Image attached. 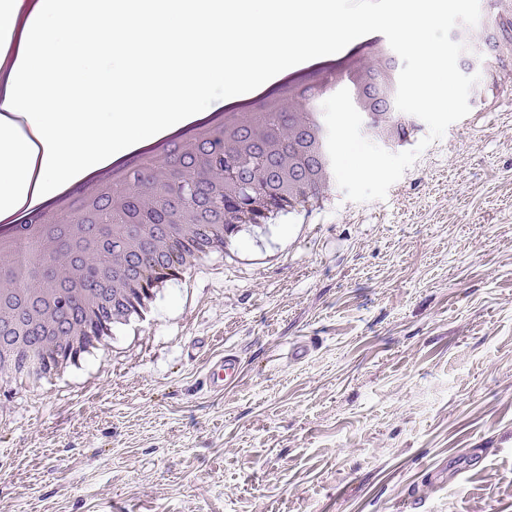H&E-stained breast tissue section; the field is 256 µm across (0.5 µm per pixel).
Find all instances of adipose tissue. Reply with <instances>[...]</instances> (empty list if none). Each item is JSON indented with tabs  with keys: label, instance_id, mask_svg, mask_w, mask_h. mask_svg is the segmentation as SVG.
I'll use <instances>...</instances> for the list:
<instances>
[{
	"label": "adipose tissue",
	"instance_id": "ef3b65f1",
	"mask_svg": "<svg viewBox=\"0 0 512 512\" xmlns=\"http://www.w3.org/2000/svg\"><path fill=\"white\" fill-rule=\"evenodd\" d=\"M0 0V221L52 202L83 177L128 158L159 137L271 88L310 62H331L372 23L337 20L336 0H123L121 19L98 0ZM465 0H401V37L421 68L448 65L436 31ZM108 55L90 77L76 58ZM224 95L214 100V82ZM24 116L29 134L11 114ZM108 130L107 143L99 133Z\"/></svg>",
	"mask_w": 512,
	"mask_h": 512
}]
</instances>
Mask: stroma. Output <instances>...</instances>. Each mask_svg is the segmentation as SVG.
I'll use <instances>...</instances> for the list:
<instances>
[{
    "instance_id": "1",
    "label": "stroma",
    "mask_w": 512,
    "mask_h": 512,
    "mask_svg": "<svg viewBox=\"0 0 512 512\" xmlns=\"http://www.w3.org/2000/svg\"><path fill=\"white\" fill-rule=\"evenodd\" d=\"M478 73L385 199L329 183L80 366L0 374V512H512V86ZM241 367L240 357L235 353H226L213 361L210 375V388L223 391L224 386L231 384L238 376Z\"/></svg>"
}]
</instances>
